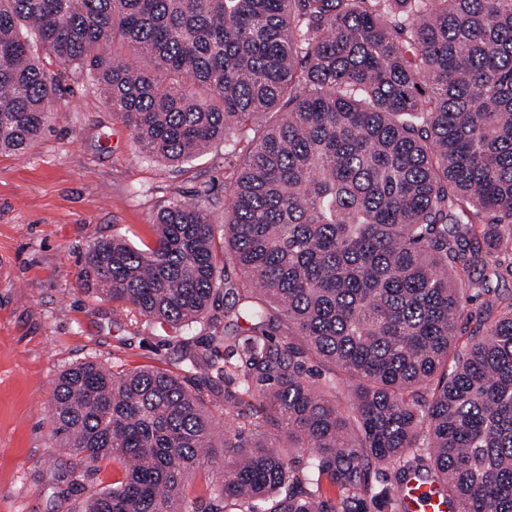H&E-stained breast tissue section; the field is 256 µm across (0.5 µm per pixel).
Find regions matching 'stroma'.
Returning a JSON list of instances; mask_svg holds the SVG:
<instances>
[{
    "instance_id": "obj_1",
    "label": "stroma",
    "mask_w": 512,
    "mask_h": 512,
    "mask_svg": "<svg viewBox=\"0 0 512 512\" xmlns=\"http://www.w3.org/2000/svg\"><path fill=\"white\" fill-rule=\"evenodd\" d=\"M59 89L49 122L25 152L0 153V512H81L111 487L112 460L60 447L52 395L59 374L95 360L113 372L145 366L187 376L216 399L224 379L189 369L172 331L80 283L81 258L97 240L137 243L169 200L204 206L224 221V185L241 161L233 143L182 165L144 156L85 75L50 61Z\"/></svg>"
}]
</instances>
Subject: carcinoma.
I'll return each mask as SVG.
<instances>
[{
  "instance_id": "1",
  "label": "carcinoma",
  "mask_w": 512,
  "mask_h": 512,
  "mask_svg": "<svg viewBox=\"0 0 512 512\" xmlns=\"http://www.w3.org/2000/svg\"><path fill=\"white\" fill-rule=\"evenodd\" d=\"M33 39L146 156L242 145L224 224L174 199L141 246L85 253L115 312L251 324L211 337L222 364L185 348L224 376L222 426L161 369L60 374V447L119 467L84 512H401L414 479L454 512H512V301L491 287L512 275V0H0V153L31 147L56 94ZM204 459L219 489L186 505Z\"/></svg>"
}]
</instances>
